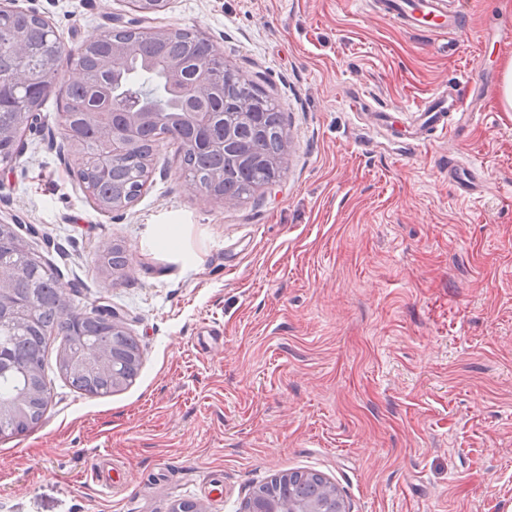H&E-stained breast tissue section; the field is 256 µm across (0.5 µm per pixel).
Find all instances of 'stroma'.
<instances>
[{
    "instance_id": "1",
    "label": "stroma",
    "mask_w": 512,
    "mask_h": 512,
    "mask_svg": "<svg viewBox=\"0 0 512 512\" xmlns=\"http://www.w3.org/2000/svg\"><path fill=\"white\" fill-rule=\"evenodd\" d=\"M463 32H408L358 0H14L49 21L64 56L122 25L207 37L285 114L284 173L236 205H201L177 146L160 142L139 199L100 212L61 126L60 70L0 166V224L87 306L111 305L139 341L136 382L108 397L59 374L43 423L0 438V512H238L260 484L320 472L348 512H512V108L502 87L512 0H463ZM479 74L483 114L413 151L368 134L375 108L415 105ZM482 163L483 200L459 199L448 158ZM124 245L108 279L98 249ZM220 327L217 351L198 345ZM107 452L129 472L84 479ZM220 484L222 495L209 491ZM87 474L101 494H111L112 489L116 488V482L112 478V467L104 457L91 458L87 463Z\"/></svg>"
}]
</instances>
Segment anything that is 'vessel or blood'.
I'll return each instance as SVG.
<instances>
[{
    "mask_svg": "<svg viewBox=\"0 0 512 512\" xmlns=\"http://www.w3.org/2000/svg\"><path fill=\"white\" fill-rule=\"evenodd\" d=\"M370 8L400 28L417 33H447L464 25L459 0H371ZM413 111L414 121L406 127L404 136H395L383 109L378 110L374 123L368 125L367 130L390 140L399 139L404 146L416 149L456 133L459 123L476 120L481 114L480 94L471 90L469 83L451 81L415 105ZM448 181L465 200L477 202L483 197L475 163L449 157ZM87 473L101 494H111L115 489L112 468L106 458H91Z\"/></svg>",
    "mask_w": 512,
    "mask_h": 512,
    "instance_id": "1",
    "label": "vessel or blood"
}]
</instances>
